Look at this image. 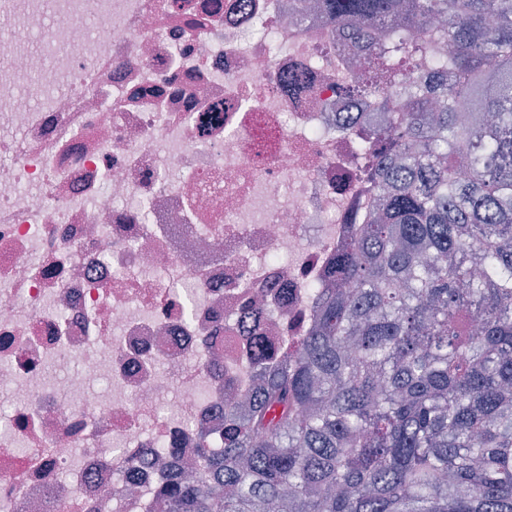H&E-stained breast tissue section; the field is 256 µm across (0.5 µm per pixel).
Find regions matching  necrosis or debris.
Returning a JSON list of instances; mask_svg holds the SVG:
<instances>
[{"label": "necrosis or debris", "instance_id": "necrosis-or-debris-1", "mask_svg": "<svg viewBox=\"0 0 512 512\" xmlns=\"http://www.w3.org/2000/svg\"><path fill=\"white\" fill-rule=\"evenodd\" d=\"M313 2L0 0L1 507L159 512L153 449L196 478L257 343L312 328L389 100Z\"/></svg>", "mask_w": 512, "mask_h": 512}]
</instances>
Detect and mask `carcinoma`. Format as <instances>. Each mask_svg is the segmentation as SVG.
<instances>
[{
  "instance_id": "cac0c4a2",
  "label": "carcinoma",
  "mask_w": 512,
  "mask_h": 512,
  "mask_svg": "<svg viewBox=\"0 0 512 512\" xmlns=\"http://www.w3.org/2000/svg\"><path fill=\"white\" fill-rule=\"evenodd\" d=\"M371 43L396 109L378 206L337 256L313 330L260 344L224 450L161 512H512V0H322ZM439 21L448 55L415 71Z\"/></svg>"
}]
</instances>
